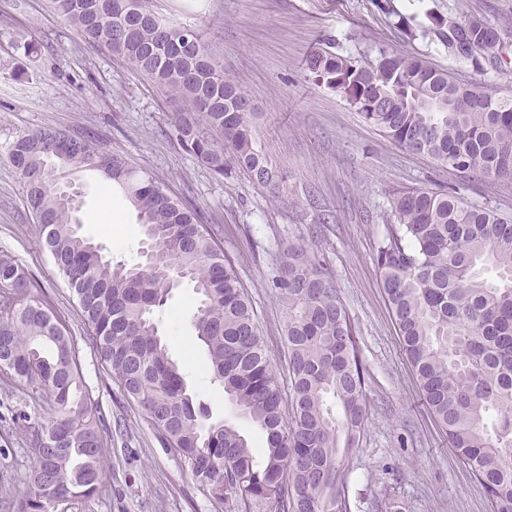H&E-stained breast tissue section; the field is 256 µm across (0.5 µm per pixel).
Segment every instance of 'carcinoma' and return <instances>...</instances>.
<instances>
[{"label":"carcinoma","mask_w":512,"mask_h":512,"mask_svg":"<svg viewBox=\"0 0 512 512\" xmlns=\"http://www.w3.org/2000/svg\"><path fill=\"white\" fill-rule=\"evenodd\" d=\"M52 3L81 39L129 61L179 104L177 139L214 175L234 166L261 186L277 185V170L253 147L251 113L232 97L240 86L198 30L162 18L148 0ZM427 33L485 74L512 52L507 36L475 15L434 16ZM183 35L192 43L184 56L175 47ZM308 70L399 146L474 177L512 179V95L456 83L417 55L385 50L368 61L318 51ZM54 159L122 189L145 236L157 242L160 265L193 283L199 305L191 326L211 381L262 434L263 462L232 423L210 417L169 356L154 312L179 287L171 270L114 263L82 237ZM10 160L40 244L73 291L98 355L214 503L350 512L345 475L367 420L366 376L349 313L319 261L296 244L279 254L274 288L287 311L285 385L233 262L195 209L120 154L100 151L89 135L23 132ZM391 208L397 223L375 267L421 397L491 512H512V221L465 204L455 190L399 193ZM31 286L22 265L1 254L0 372L30 387L50 411L43 424L25 412L15 416L40 455L29 473L33 494L15 512H57L97 492L108 441L73 344Z\"/></svg>","instance_id":"carcinoma-1"}]
</instances>
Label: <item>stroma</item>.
<instances>
[{
	"label": "stroma",
	"mask_w": 512,
	"mask_h": 512,
	"mask_svg": "<svg viewBox=\"0 0 512 512\" xmlns=\"http://www.w3.org/2000/svg\"><path fill=\"white\" fill-rule=\"evenodd\" d=\"M161 16L201 30L214 58L251 99L254 147L282 175L263 187L245 174L218 177L178 144L173 104L122 58L81 40L49 0H0V254L32 276V295L66 327L112 442L95 495L58 512H241L216 508L145 411L124 396L95 352L77 301L39 244L20 178L9 159L27 130L94 133L172 196L193 207L234 261L274 369L284 372L287 313L273 287L280 252L303 245L323 265L355 327L367 369L368 420L346 486L353 512H489L487 498L429 414L402 350L374 257L396 218L391 200L412 189L457 188L463 201L512 218V180L472 179L401 148L365 122L336 89L305 67L316 50L357 60L379 50L417 54L459 83L512 93V66L482 74L424 37L435 15L480 13L512 35V0H150ZM81 192V234L113 261L142 260L145 240L124 192L86 169L70 171ZM199 300L190 284L156 318L171 358L213 418L229 421L254 448L265 441L214 385L190 326ZM39 410L32 392L0 373V494L30 493L33 458L12 423ZM0 502V512H9Z\"/></svg>",
	"instance_id": "obj_1"
}]
</instances>
